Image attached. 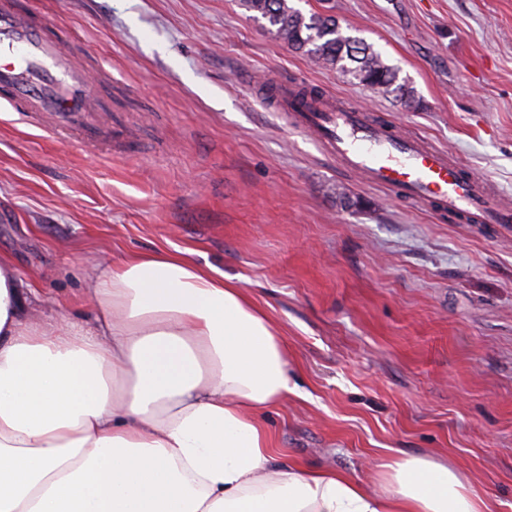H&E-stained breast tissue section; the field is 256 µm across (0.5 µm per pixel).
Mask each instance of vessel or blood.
I'll return each mask as SVG.
<instances>
[{
	"instance_id": "vessel-or-blood-1",
	"label": "vessel or blood",
	"mask_w": 512,
	"mask_h": 512,
	"mask_svg": "<svg viewBox=\"0 0 512 512\" xmlns=\"http://www.w3.org/2000/svg\"><path fill=\"white\" fill-rule=\"evenodd\" d=\"M95 68L64 50L52 25L21 13L14 0H0V103L17 114L46 113L51 127L67 132L108 112L94 90ZM272 106L288 113L346 172L401 197L434 203L438 214L468 224L512 227V204L487 180L423 139L391 130L340 97L322 94L303 101L291 85L277 82Z\"/></svg>"
}]
</instances>
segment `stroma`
Returning a JSON list of instances; mask_svg holds the SVG:
<instances>
[{
  "mask_svg": "<svg viewBox=\"0 0 512 512\" xmlns=\"http://www.w3.org/2000/svg\"><path fill=\"white\" fill-rule=\"evenodd\" d=\"M103 71V123L0 109V253L42 315L88 322L98 257L186 252L273 320L294 393L278 460L382 494L418 456L512 512V232L340 171L257 89L341 96L512 199V0H290L336 16L416 90L406 107L275 40L241 0H18Z\"/></svg>",
  "mask_w": 512,
  "mask_h": 512,
  "instance_id": "obj_1",
  "label": "stroma"
}]
</instances>
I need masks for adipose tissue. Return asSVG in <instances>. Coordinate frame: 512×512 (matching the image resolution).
<instances>
[{
  "label": "adipose tissue",
  "mask_w": 512,
  "mask_h": 512,
  "mask_svg": "<svg viewBox=\"0 0 512 512\" xmlns=\"http://www.w3.org/2000/svg\"><path fill=\"white\" fill-rule=\"evenodd\" d=\"M89 325L31 317L0 255V512H497L447 465L395 457L386 494L281 467L261 415L288 353L246 292L183 252L100 259Z\"/></svg>",
  "instance_id": "adipose-tissue-1"
}]
</instances>
